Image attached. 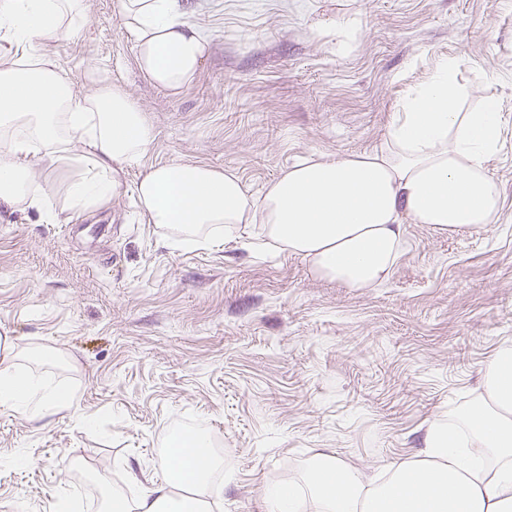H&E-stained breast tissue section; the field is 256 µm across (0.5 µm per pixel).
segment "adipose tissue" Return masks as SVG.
I'll return each mask as SVG.
<instances>
[{"instance_id": "obj_1", "label": "adipose tissue", "mask_w": 512, "mask_h": 512, "mask_svg": "<svg viewBox=\"0 0 512 512\" xmlns=\"http://www.w3.org/2000/svg\"><path fill=\"white\" fill-rule=\"evenodd\" d=\"M135 62L152 84L180 93L200 73L207 38L179 0H122ZM88 0H0V209H34L47 221L117 198L127 167L157 133L136 102L104 73L76 94L48 42L84 27ZM457 58H442L409 90L386 137L331 159L308 157L253 194L229 170L203 164L152 167L136 187L148 223L176 230L173 246L203 247L220 232L259 225L257 247L285 251L348 288L386 280L403 253L406 227L474 232L496 223L498 184L488 162L501 143V106L463 111ZM74 174L60 188L38 182L31 157ZM12 337L0 334V407L33 418L71 405V386L23 370ZM479 400L461 425L431 421L420 450L368 475L336 455L312 461L303 485L264 491L266 512H512V346L481 367ZM216 460L207 437L189 433L169 449L164 481L138 499L108 491L101 512H208Z\"/></svg>"}]
</instances>
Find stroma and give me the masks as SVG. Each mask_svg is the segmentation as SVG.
<instances>
[{"instance_id":"35a3bbf8","label":"stroma","mask_w":512,"mask_h":512,"mask_svg":"<svg viewBox=\"0 0 512 512\" xmlns=\"http://www.w3.org/2000/svg\"><path fill=\"white\" fill-rule=\"evenodd\" d=\"M182 3L208 50L176 95L138 70L121 0H89L87 25L51 46L74 92L101 70L157 139L101 209L57 223L0 212V334L56 349L44 373L74 389L63 415L0 408V512H52L64 490L80 512H100L106 488L135 498L187 432L219 450L216 508L266 512L263 487L300 480L317 452L374 473L420 448L512 345V0ZM446 56L468 107L502 105L489 230L408 225L390 278L345 288L236 233L172 248L142 217L135 187L156 165L230 169L257 193L302 158L370 149Z\"/></svg>"}]
</instances>
